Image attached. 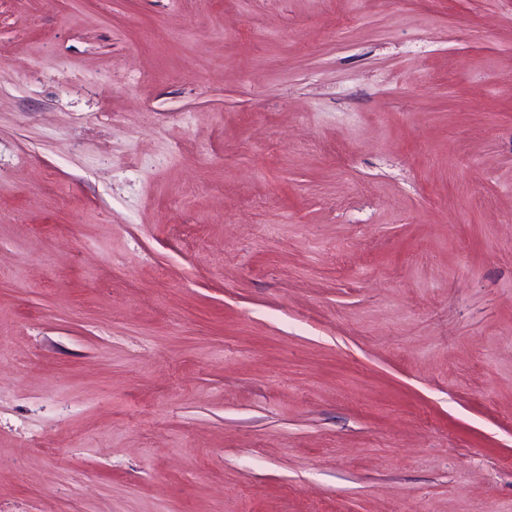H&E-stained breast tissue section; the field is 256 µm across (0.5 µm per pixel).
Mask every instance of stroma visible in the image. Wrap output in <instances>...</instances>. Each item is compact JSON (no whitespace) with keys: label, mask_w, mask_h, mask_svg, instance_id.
Returning a JSON list of instances; mask_svg holds the SVG:
<instances>
[{"label":"stroma","mask_w":512,"mask_h":512,"mask_svg":"<svg viewBox=\"0 0 512 512\" xmlns=\"http://www.w3.org/2000/svg\"><path fill=\"white\" fill-rule=\"evenodd\" d=\"M0 512H512V0H0Z\"/></svg>","instance_id":"stroma-1"}]
</instances>
